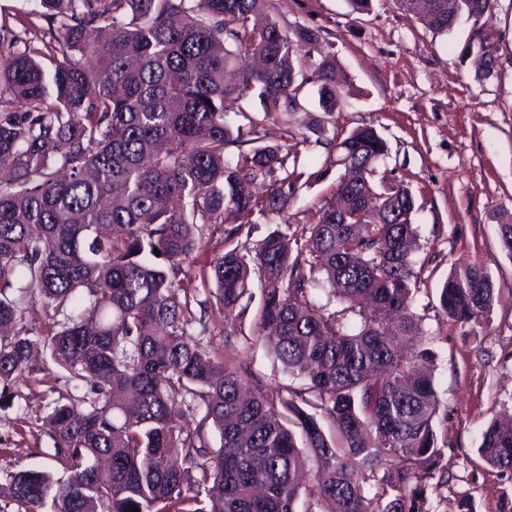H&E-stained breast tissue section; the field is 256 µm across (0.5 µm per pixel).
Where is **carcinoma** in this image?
<instances>
[{
  "label": "carcinoma",
  "instance_id": "1",
  "mask_svg": "<svg viewBox=\"0 0 512 512\" xmlns=\"http://www.w3.org/2000/svg\"><path fill=\"white\" fill-rule=\"evenodd\" d=\"M267 2L39 0L28 15L47 40L0 23V383L40 371L41 343L67 384L45 417L52 466L8 476L25 512H296L302 497L306 512H429L445 482L448 407L413 311L416 202L402 184L374 185L388 153L374 127L325 138L310 119L333 160L309 178L332 166L353 177H336L317 223L274 230L253 255L207 256L204 227L233 214L231 242L300 197L307 138L282 144L270 120L297 112L309 84L324 115L345 103L317 31L256 27ZM398 2L447 34L493 0ZM306 45L321 54L309 76ZM243 53L264 65L240 68ZM259 132L269 141L226 154ZM186 262L198 269L184 284ZM255 275L257 340L301 388L248 383L193 329L192 299L233 311ZM318 287L343 308L317 302ZM494 299L477 260L454 266L439 296L468 333ZM37 301L62 315L42 336L26 326ZM478 453L512 472V418L486 426Z\"/></svg>",
  "mask_w": 512,
  "mask_h": 512
}]
</instances>
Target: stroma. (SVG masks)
Wrapping results in <instances>:
<instances>
[{"instance_id":"1","label":"stroma","mask_w":512,"mask_h":512,"mask_svg":"<svg viewBox=\"0 0 512 512\" xmlns=\"http://www.w3.org/2000/svg\"><path fill=\"white\" fill-rule=\"evenodd\" d=\"M281 24L318 30L329 43L350 95L334 128L375 127L388 153L378 171L408 187L418 207L422 270L414 310L434 336L430 368L448 419V481L432 492L431 512H457L470 495L474 512H497L512 474L484 465L481 433L512 413V256L498 226L512 222V0H496L491 17L463 18L440 35L403 10L398 0H371L366 12L346 0H269ZM491 70L478 64L483 52ZM480 260L496 300L483 334L468 335L443 317L439 289L454 263ZM258 302L206 329L203 343L225 363L246 364L267 384L300 385L255 340ZM36 378L0 387V485L10 472L48 464L53 443L43 428L51 391L62 373L40 354Z\"/></svg>"}]
</instances>
